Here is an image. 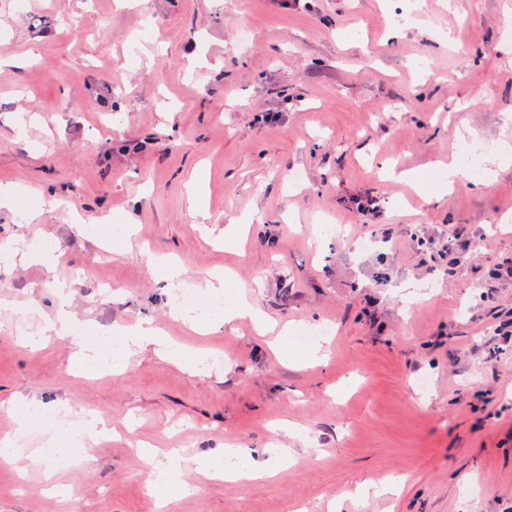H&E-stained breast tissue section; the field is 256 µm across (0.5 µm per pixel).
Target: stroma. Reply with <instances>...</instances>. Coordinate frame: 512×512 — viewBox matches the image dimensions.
Wrapping results in <instances>:
<instances>
[{"label":"stroma","instance_id":"obj_1","mask_svg":"<svg viewBox=\"0 0 512 512\" xmlns=\"http://www.w3.org/2000/svg\"><path fill=\"white\" fill-rule=\"evenodd\" d=\"M512 0H0V251L56 241L53 275L0 265V432L42 403L55 419H109L114 436L49 464L0 459V512H512V346L477 284L512 256V162L442 188L458 132L512 145ZM412 171L418 184L398 180ZM199 185L208 218L187 208ZM383 202L359 213V196ZM261 216L239 249L224 228ZM340 225L342 239L323 235ZM133 223L130 244L109 227ZM391 225L398 247L381 239ZM477 252L420 278L417 230ZM204 288L230 269L277 325H328L325 364L282 362L249 320L206 335L170 313L149 255ZM70 287L72 332L26 345ZM149 317L220 364L148 350L123 373L86 371L73 337ZM211 454L232 445L276 469L237 483L189 472L197 493L160 510L139 445ZM404 483L401 495L365 481Z\"/></svg>","mask_w":512,"mask_h":512}]
</instances>
